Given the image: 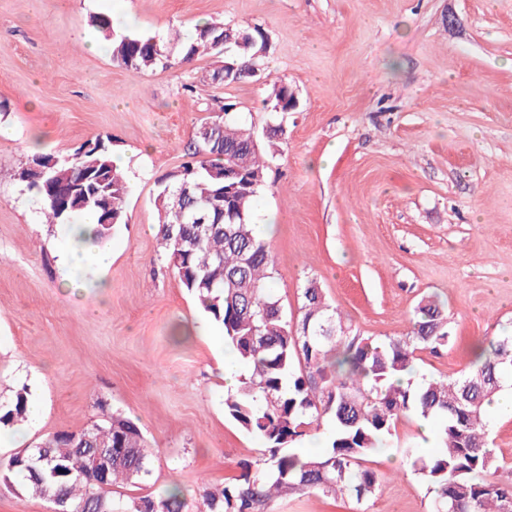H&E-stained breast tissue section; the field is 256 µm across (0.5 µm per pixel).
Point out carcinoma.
I'll list each match as a JSON object with an SVG mask.
<instances>
[{"label": "carcinoma", "instance_id": "obj_1", "mask_svg": "<svg viewBox=\"0 0 512 512\" xmlns=\"http://www.w3.org/2000/svg\"><path fill=\"white\" fill-rule=\"evenodd\" d=\"M243 29L206 22L196 37L171 41L179 55L153 37L122 35L112 40V61L134 69L169 68L192 62L201 53L235 49L224 68L213 71L209 85L250 77L254 52L265 43L258 27L248 32L254 44H238ZM271 110L287 108L288 85L275 82ZM213 128L202 124L186 147L189 161L160 183L157 241L168 267L203 311L224 328V340L246 367L224 410L243 431L265 446L257 467L245 463L236 481L222 488L206 486L204 512H273L287 495L311 492L346 497L354 512H369L382 484L363 462L385 447L403 416L441 420L439 449L425 460L407 457V468L435 492L429 512H512V483L486 479L496 466L489 447L487 405L512 383V336H498L475 351L470 369L460 376L435 380L417 373L415 360L426 352L441 354L452 335L448 314L436 301L422 298L413 311L410 330L378 341L362 335L329 304L322 288L308 280L300 288L301 316L289 321L275 292L276 266L267 241L252 222L260 192L267 186L269 154L261 151L245 120L226 111ZM83 154L59 165L49 182L28 166L20 179L33 191L45 223L67 226L84 212L96 216L86 237L102 243L127 221L130 185L97 137L85 142ZM238 165L243 175L233 188L224 184V167ZM184 190L194 209L178 219L170 194ZM416 373L402 383L401 376ZM98 419L78 432H60L34 448L0 461V471L20 472L40 497L56 501L61 512H182L181 490L174 487L150 497L116 501L112 489L146 479L150 450L139 426L99 401ZM26 388L0 405V427L25 421ZM330 424L325 448L300 459L293 445ZM112 449L107 479L94 473L92 456Z\"/></svg>", "mask_w": 512, "mask_h": 512}]
</instances>
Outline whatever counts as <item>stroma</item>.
I'll use <instances>...</instances> for the list:
<instances>
[{
    "instance_id": "stroma-1",
    "label": "stroma",
    "mask_w": 512,
    "mask_h": 512,
    "mask_svg": "<svg viewBox=\"0 0 512 512\" xmlns=\"http://www.w3.org/2000/svg\"><path fill=\"white\" fill-rule=\"evenodd\" d=\"M100 14L162 42L207 21L257 26L268 49L256 77L190 95L183 84L222 58L119 66L91 23ZM277 78L297 105L274 116L286 135L253 221L268 229L284 314L299 318V290L313 279L361 334L387 339L435 297L454 341L418 369L437 379L468 370L474 343L512 333V0H0V124L15 133L0 143V402L24 388L42 409L39 422L11 428L0 458L85 428L103 399L137 419L151 445L150 476L115 497L177 485L182 512H200L201 486L262 459V442L224 412V350L212 341L222 325L158 255L155 198L217 105L233 104L262 135ZM95 137L122 161L128 221L102 245L106 270H68L61 249L86 256L93 245L44 223L17 173L33 154L69 156ZM329 150L333 163L317 165ZM69 275L84 302L67 294ZM490 417L497 467L487 478L507 483L512 413ZM420 429L401 418L370 457L383 484L370 512H429L427 485L403 471L406 452L434 454ZM0 512L52 506L5 471Z\"/></svg>"
}]
</instances>
